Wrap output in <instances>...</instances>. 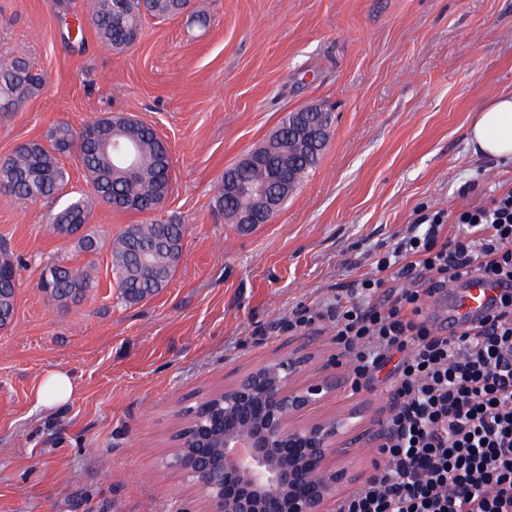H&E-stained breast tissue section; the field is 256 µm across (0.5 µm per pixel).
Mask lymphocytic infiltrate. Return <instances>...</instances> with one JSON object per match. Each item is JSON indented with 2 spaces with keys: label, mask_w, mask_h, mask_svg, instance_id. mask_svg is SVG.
I'll use <instances>...</instances> for the list:
<instances>
[{
  "label": "lymphocytic infiltrate",
  "mask_w": 512,
  "mask_h": 512,
  "mask_svg": "<svg viewBox=\"0 0 512 512\" xmlns=\"http://www.w3.org/2000/svg\"><path fill=\"white\" fill-rule=\"evenodd\" d=\"M473 274L512 282V189L426 215L345 299L289 316L292 331L332 322L353 392L392 368L372 472L336 512H512V289L460 332L426 315L436 291Z\"/></svg>",
  "instance_id": "f902f5d3"
}]
</instances>
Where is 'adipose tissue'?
<instances>
[{"instance_id": "ef3b65f1", "label": "adipose tissue", "mask_w": 512, "mask_h": 512, "mask_svg": "<svg viewBox=\"0 0 512 512\" xmlns=\"http://www.w3.org/2000/svg\"><path fill=\"white\" fill-rule=\"evenodd\" d=\"M466 134L475 154L501 160L512 159V97L498 98L482 108Z\"/></svg>"}]
</instances>
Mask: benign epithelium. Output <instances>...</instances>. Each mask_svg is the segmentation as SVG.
<instances>
[{
    "mask_svg": "<svg viewBox=\"0 0 512 512\" xmlns=\"http://www.w3.org/2000/svg\"><path fill=\"white\" fill-rule=\"evenodd\" d=\"M100 145L122 154L125 170L135 171L125 141L109 134ZM249 194L253 207L240 214V224L268 223L285 201L266 186ZM308 364L297 346L244 373L224 388L222 401L206 396L197 403L208 424L193 428L185 453L171 451L164 466L202 491L209 512H331L343 486L361 480L352 445L372 447L376 434L360 409L293 423L336 390L334 372L299 383Z\"/></svg>",
    "mask_w": 512,
    "mask_h": 512,
    "instance_id": "1",
    "label": "benign epithelium"
}]
</instances>
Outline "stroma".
<instances>
[{"label": "stroma", "mask_w": 512, "mask_h": 512, "mask_svg": "<svg viewBox=\"0 0 512 512\" xmlns=\"http://www.w3.org/2000/svg\"><path fill=\"white\" fill-rule=\"evenodd\" d=\"M142 28L117 53L89 28L68 42L49 0H0V62L24 54L45 78L0 117V158L58 121L135 115L171 153L158 216L185 228L168 285L131 305L112 243L148 215L96 206L89 253L53 232L52 203L0 193V246L24 263L0 328V512H207L203 493L161 464L183 411L298 345L311 373L325 371L330 322L292 333L293 310L333 303L424 213L512 188V161L466 140L474 112L512 94V0H191ZM309 104L332 114L318 167L268 223H228L214 208L225 169ZM50 261L91 268L96 288L48 304L38 280ZM53 369L76 391L44 408L34 395ZM387 376L356 395L340 381L304 420L353 406L381 421Z\"/></svg>", "instance_id": "35a3bbf8"}]
</instances>
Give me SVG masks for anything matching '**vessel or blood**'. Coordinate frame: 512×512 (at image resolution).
Listing matches in <instances>:
<instances>
[{"instance_id":"vessel-or-blood-1","label":"vessel or blood","mask_w":512,"mask_h":512,"mask_svg":"<svg viewBox=\"0 0 512 512\" xmlns=\"http://www.w3.org/2000/svg\"><path fill=\"white\" fill-rule=\"evenodd\" d=\"M499 291V284L477 275L467 277L448 291L435 294L430 315L441 331L455 332L482 317Z\"/></svg>"}]
</instances>
